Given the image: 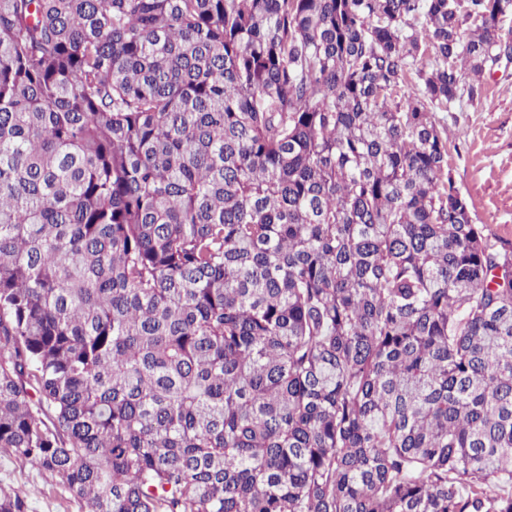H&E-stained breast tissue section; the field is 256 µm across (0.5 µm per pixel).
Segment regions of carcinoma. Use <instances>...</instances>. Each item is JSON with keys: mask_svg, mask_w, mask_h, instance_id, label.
I'll list each match as a JSON object with an SVG mask.
<instances>
[{"mask_svg": "<svg viewBox=\"0 0 512 512\" xmlns=\"http://www.w3.org/2000/svg\"><path fill=\"white\" fill-rule=\"evenodd\" d=\"M509 16L0 0V455L85 512H512V245L435 118Z\"/></svg>", "mask_w": 512, "mask_h": 512, "instance_id": "obj_1", "label": "carcinoma"}]
</instances>
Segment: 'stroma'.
<instances>
[{
	"instance_id": "obj_1",
	"label": "stroma",
	"mask_w": 512,
	"mask_h": 512,
	"mask_svg": "<svg viewBox=\"0 0 512 512\" xmlns=\"http://www.w3.org/2000/svg\"><path fill=\"white\" fill-rule=\"evenodd\" d=\"M436 118L450 134L448 167L474 223L484 225L492 241L512 243V63L487 71L480 96L461 98ZM0 485L25 486L29 512H82L37 468L9 457H0Z\"/></svg>"
}]
</instances>
